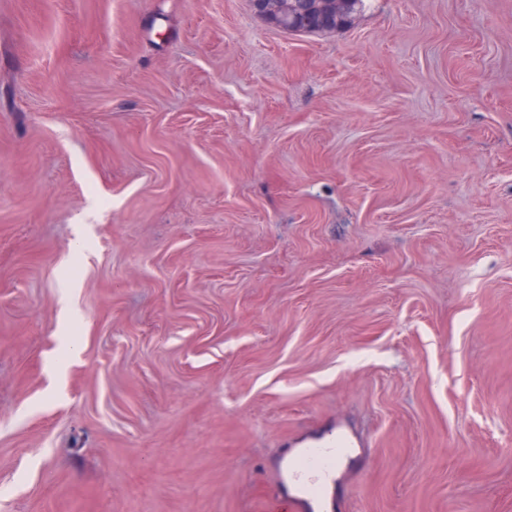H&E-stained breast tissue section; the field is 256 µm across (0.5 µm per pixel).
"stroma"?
<instances>
[{"label":"stroma","mask_w":512,"mask_h":512,"mask_svg":"<svg viewBox=\"0 0 512 512\" xmlns=\"http://www.w3.org/2000/svg\"><path fill=\"white\" fill-rule=\"evenodd\" d=\"M512 512V0H0V512ZM268 3L263 12L259 13L268 23L282 30L290 29L308 30L309 33L327 31H341L349 28L356 15L364 7V0H341L343 3L336 6V0H264ZM295 1L297 6L288 2ZM309 2L311 10L324 17L327 22L322 26H306L299 18L298 4ZM313 441L310 448L287 449L275 461L282 492L274 500V512H332L337 484L367 446L363 439L350 437L342 423Z\"/></svg>","instance_id":"1"}]
</instances>
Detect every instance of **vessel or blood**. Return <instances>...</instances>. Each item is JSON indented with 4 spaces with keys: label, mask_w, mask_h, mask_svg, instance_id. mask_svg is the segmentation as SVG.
Returning <instances> with one entry per match:
<instances>
[{
    "label": "vessel or blood",
    "mask_w": 512,
    "mask_h": 512,
    "mask_svg": "<svg viewBox=\"0 0 512 512\" xmlns=\"http://www.w3.org/2000/svg\"><path fill=\"white\" fill-rule=\"evenodd\" d=\"M365 446L339 423L315 438L311 447L287 450L274 463L282 489L274 512H333L336 486Z\"/></svg>",
    "instance_id": "vessel-or-blood-1"
}]
</instances>
